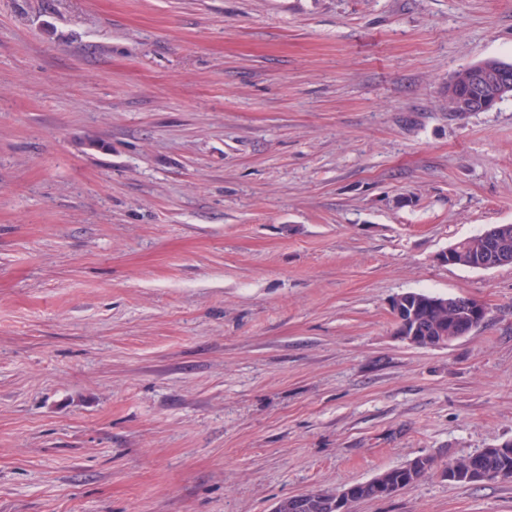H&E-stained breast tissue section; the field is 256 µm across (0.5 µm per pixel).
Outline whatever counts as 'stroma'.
I'll return each mask as SVG.
<instances>
[{
  "instance_id": "1",
  "label": "stroma",
  "mask_w": 512,
  "mask_h": 512,
  "mask_svg": "<svg viewBox=\"0 0 512 512\" xmlns=\"http://www.w3.org/2000/svg\"><path fill=\"white\" fill-rule=\"evenodd\" d=\"M512 0H0V512H272L512 441ZM468 297L441 348L392 300ZM352 512H512L433 472ZM476 65L483 68L473 71L482 91L479 94H473L474 106L478 112H487L503 99L512 97V68L484 69L482 63ZM471 73L472 70L469 66L455 73L459 83L455 88L457 91L459 90V93L453 91V94H448V109L450 112H454L455 114L476 112L469 99L472 90L470 81ZM454 245H456V248L459 249L461 254L459 255V259L462 263L458 265L472 268L471 266L468 265V261L471 259L473 255L483 250L485 245V239L482 237L481 233L474 237L463 239ZM456 248L455 246L448 248V250L441 255V261L448 265H454L457 261V255L455 252ZM409 295L407 293L401 294L392 302L391 311L398 324V334L407 342L412 343L415 341L416 331L415 326V308L410 309ZM408 298V299H406Z\"/></svg>"
}]
</instances>
